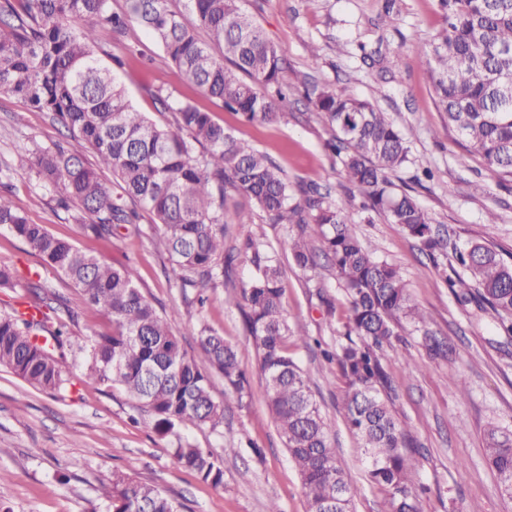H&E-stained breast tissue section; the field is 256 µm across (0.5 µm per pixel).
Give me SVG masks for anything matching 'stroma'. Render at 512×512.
<instances>
[{
	"mask_svg": "<svg viewBox=\"0 0 512 512\" xmlns=\"http://www.w3.org/2000/svg\"><path fill=\"white\" fill-rule=\"evenodd\" d=\"M385 0H243L250 13L277 45L287 61L281 75L288 85V103L277 122H246L227 111L183 78L162 49L140 29L112 39V50L125 54L137 42L152 62L127 56L116 74L132 105L160 125L173 121L158 111L151 90L163 88L174 99L190 101L259 151L267 154L288 177L289 184L317 183L329 188L336 202L346 199L340 160L324 148L330 131L303 96V81L332 83L352 96L370 100L389 112L406 136L412 161L391 173L398 187L412 186L416 200L463 244L480 242L512 253V176L488 171L469 155L449 130L439 112L429 74L415 42L432 39L443 26L438 0H394L385 13ZM372 61H363V53ZM59 130L49 113L30 108L22 99L0 96V168L14 165L17 153L29 141L50 144ZM433 180L415 185L423 170ZM7 195L24 205L28 219L47 225L105 263L135 265L138 286L158 311L178 308L172 330L182 347L199 356L196 320L207 322L235 345L248 372L251 395L244 401L224 394V381L213 379V394L224 403V425L219 431L186 427L180 437L202 448L225 449L224 486L213 488L194 471L176 462L172 449L177 438H159L149 416L132 423V402L120 389L89 382L80 354L68 353L62 372L65 387L47 393L29 387L10 370L0 367V512H106L98 487L115 470L150 482L182 504L183 512H266L277 504L282 512H306L301 481L267 408L264 384L256 367V352L244 317L224 304V288L209 292L210 302L198 309L185 298L170 265L155 251L156 227L143 216L136 234L120 232L105 240L84 236L49 192L35 180L15 174ZM230 207L250 213L247 224L226 225V246H242L254 239L266 251L280 250L289 227L267 223L256 206L229 195ZM496 221H489V214ZM347 223L375 257L396 266L411 300L429 316V328L452 349L445 359H429L413 326L402 323L401 348L414 365L390 358L385 369L392 380L393 410L417 448L419 466L412 487L421 512H512L503 500L496 474L488 467L483 431L494 423L512 431V337L506 336L498 316L473 303L458 302L451 292V267L435 265L399 225L383 217L347 206ZM285 270L283 308L292 327L335 348L347 317L342 284L326 268L312 273L295 269L282 256ZM52 285L79 312L71 331L73 342L112 330L106 315L86 309L81 293L65 278L53 274ZM324 291L332 307L316 297ZM310 378L337 457L359 493L355 512H389L387 494L365 477L358 438L344 418L345 380L337 363L319 351L295 349ZM466 397H459V388Z\"/></svg>",
	"mask_w": 512,
	"mask_h": 512,
	"instance_id": "stroma-1",
	"label": "stroma"
}]
</instances>
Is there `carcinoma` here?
I'll use <instances>...</instances> for the list:
<instances>
[{
    "label": "carcinoma",
    "mask_w": 512,
    "mask_h": 512,
    "mask_svg": "<svg viewBox=\"0 0 512 512\" xmlns=\"http://www.w3.org/2000/svg\"><path fill=\"white\" fill-rule=\"evenodd\" d=\"M0 0V95L18 97L48 112L66 131L44 146L18 151L17 168L55 194L82 232L105 238L153 217L156 250L176 271L180 287L205 291L224 285L234 257L224 254L227 191L250 199L271 224H313L319 247L304 232L288 235V253L307 270L324 258L348 298L344 331L333 351L345 379L342 397L349 429L362 441L370 485L386 492L391 512H419L411 478L416 463L405 431L392 413L387 356L401 357L397 326L405 320L422 332L428 355L444 358L448 344L427 328L399 271L361 244L344 218L343 205L317 184L299 187L303 201L291 203L282 169L266 154L238 140L210 113L188 101L154 93L173 113L174 127L152 122L131 104L113 75L125 65L104 32L131 23L147 33L178 72L246 121L270 124L281 117L288 87L286 62L240 0H187L172 11L169 0ZM443 29L417 46L425 59L437 107L447 113L460 144L493 172L512 175V0H440ZM204 30L208 40L198 36ZM222 50V57L213 47ZM247 79L240 78V75ZM305 94L332 131L326 149L341 160L346 181L364 199L363 208L399 225L421 252L458 267L450 281L456 299L476 302L499 315L512 335V260L474 242H450L430 213L389 174L409 162L407 140L388 113L326 84H307ZM99 169L90 167L87 152ZM0 228L41 259V268L64 276L86 306L112 320V332L86 337V378L118 387L146 409L155 433L165 438L185 426L218 430L224 404L215 400L212 379H224V394L238 403L250 396L238 349L205 318L198 320L201 358L187 353L173 333L177 311L161 314L137 285L135 268H114L34 224L23 207L0 195ZM255 273L240 296L224 304L245 306L265 398L289 461L298 472L308 512H352L358 488L341 466L314 399L305 370L288 348L310 347L284 314V272L276 255L250 240ZM0 288H22L40 318L0 312V366L29 386L56 392L65 383L61 360L72 350L71 327L79 313L52 291L43 275L21 281L0 266ZM486 461L503 497L512 500V432L492 425L484 431ZM182 467L213 487L223 486V457L179 438L172 448ZM108 512H179L181 504L153 484L112 471L100 483Z\"/></svg>",
    "instance_id": "cac0c4a2"
}]
</instances>
